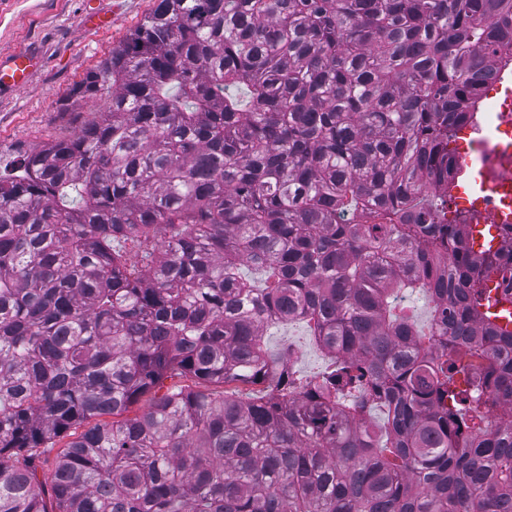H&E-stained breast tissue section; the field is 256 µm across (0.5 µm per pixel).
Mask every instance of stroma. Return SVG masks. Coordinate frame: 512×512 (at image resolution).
<instances>
[{"label": "stroma", "mask_w": 512, "mask_h": 512, "mask_svg": "<svg viewBox=\"0 0 512 512\" xmlns=\"http://www.w3.org/2000/svg\"><path fill=\"white\" fill-rule=\"evenodd\" d=\"M89 5L111 15V28L82 27ZM153 5L154 0H0V56L31 49L44 60L23 90L0 94V160H11L17 147H39L74 132L90 113L101 111V103L92 100L71 103V92ZM264 344L276 354L297 347L295 369L305 379L327 361L302 321L268 330Z\"/></svg>", "instance_id": "35a3bbf8"}]
</instances>
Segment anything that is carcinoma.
I'll list each match as a JSON object with an SVG mask.
<instances>
[{"label": "carcinoma", "mask_w": 512, "mask_h": 512, "mask_svg": "<svg viewBox=\"0 0 512 512\" xmlns=\"http://www.w3.org/2000/svg\"><path fill=\"white\" fill-rule=\"evenodd\" d=\"M510 39L512 0H156L73 88L105 111L0 165V512H512V224L448 219ZM298 320L306 380L263 343ZM173 375L266 392L173 389L38 479ZM264 344L275 354H283L289 345L299 348L300 359L295 365L296 375L311 378L323 369L326 353L318 346L305 322L294 321L287 325L271 328L265 333ZM177 385L182 387H189L194 390H208L213 391L217 394L226 393L242 400H247V397L258 395L264 389L263 385H244L241 383H230L226 385H208L202 381L193 378L191 376H172L165 378L160 384H158L151 392L142 396L138 402L131 407L122 415L112 417V415H106L102 417H96L83 423L80 427L71 430L69 435L55 439L53 449L47 451L40 456L39 461H36L38 465V478L43 481L47 487L51 483V477L55 468L56 456L64 446L81 433L89 429L90 427L99 423H112V420H122L124 418H132L142 414L152 404V402L163 395L168 388Z\"/></svg>", "instance_id": "cac0c4a2"}]
</instances>
